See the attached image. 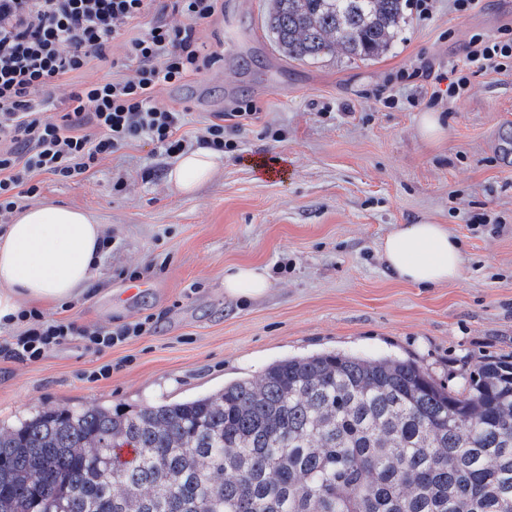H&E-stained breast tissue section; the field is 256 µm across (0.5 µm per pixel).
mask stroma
Segmentation results:
<instances>
[{
  "mask_svg": "<svg viewBox=\"0 0 512 512\" xmlns=\"http://www.w3.org/2000/svg\"><path fill=\"white\" fill-rule=\"evenodd\" d=\"M269 8L224 0L223 15L199 26L220 61L159 94L185 112L180 133L191 141L214 113L249 102L260 113L195 194L174 189L175 158L147 140L87 180L43 176L41 201L92 210L112 242L97 288L49 316L104 329L150 314L159 323L103 354L76 337L36 362L0 356V424L65 404L181 400L316 353L411 360L454 391L486 359L512 357V163L501 139L512 75L478 74L451 103L431 99L416 74L425 63L449 71L473 33L512 26V0H481L468 13L434 0L425 20L406 10L375 61L285 59L264 25ZM426 113L441 120L437 137L420 132ZM255 157L279 160L287 177L260 176ZM477 213L500 218L503 231L471 223ZM422 221L458 238L462 280L421 288L388 271L384 238ZM246 263L265 267L271 288L226 296L225 267ZM134 271L145 286L128 299ZM105 363L110 377L91 379Z\"/></svg>",
  "mask_w": 512,
  "mask_h": 512,
  "instance_id": "35a3bbf8",
  "label": "stroma"
}]
</instances>
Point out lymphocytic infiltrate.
<instances>
[{
  "instance_id": "f902f5d3",
  "label": "lymphocytic infiltrate",
  "mask_w": 512,
  "mask_h": 512,
  "mask_svg": "<svg viewBox=\"0 0 512 512\" xmlns=\"http://www.w3.org/2000/svg\"><path fill=\"white\" fill-rule=\"evenodd\" d=\"M222 0H0V223H9L21 200L37 197L35 178L83 181L103 161L145 139L163 154H183V112L159 101L161 90L211 68L199 22L210 21ZM148 20L143 32L137 21ZM110 63L112 76L69 91L62 114H50L51 89L72 73ZM512 72V28L498 35L473 34L462 65L447 75L449 97L460 96L471 76ZM251 112L217 113L199 143L216 153L233 149L226 132H238ZM16 332L0 342L5 356L35 362L73 337L102 354L151 333L154 316L116 329H91L34 309L18 312Z\"/></svg>"
}]
</instances>
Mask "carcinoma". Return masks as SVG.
I'll list each match as a JSON object with an SVG mask.
<instances>
[{
    "instance_id": "cac0c4a2",
    "label": "carcinoma",
    "mask_w": 512,
    "mask_h": 512,
    "mask_svg": "<svg viewBox=\"0 0 512 512\" xmlns=\"http://www.w3.org/2000/svg\"><path fill=\"white\" fill-rule=\"evenodd\" d=\"M403 9L271 0L265 24L290 60H371ZM0 512H512V361L453 391L408 360L312 354L188 399L37 410L0 425Z\"/></svg>"
}]
</instances>
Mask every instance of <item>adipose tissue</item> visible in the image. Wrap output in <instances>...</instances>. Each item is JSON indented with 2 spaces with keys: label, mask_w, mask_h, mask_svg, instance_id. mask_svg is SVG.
Segmentation results:
<instances>
[{
  "label": "adipose tissue",
  "mask_w": 512,
  "mask_h": 512,
  "mask_svg": "<svg viewBox=\"0 0 512 512\" xmlns=\"http://www.w3.org/2000/svg\"><path fill=\"white\" fill-rule=\"evenodd\" d=\"M218 167L214 151L198 147L181 155L168 180L182 193L194 191ZM104 225L87 210L37 204L0 227V318L24 307L70 304L101 279ZM399 279L432 288L462 279L464 257L447 225L422 222L393 229L381 247ZM271 282L264 267L241 264L224 272V292L233 298L265 295Z\"/></svg>",
  "instance_id": "adipose-tissue-1"
}]
</instances>
